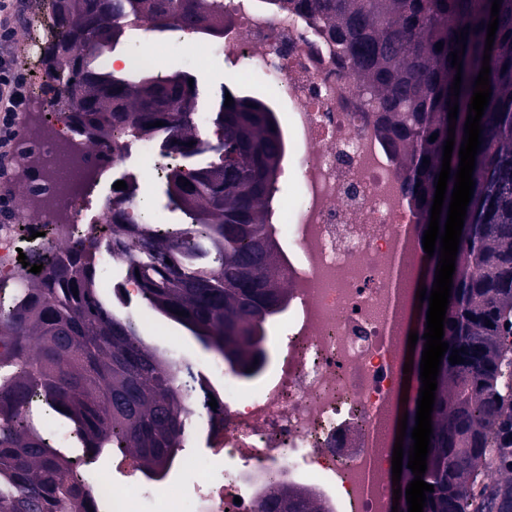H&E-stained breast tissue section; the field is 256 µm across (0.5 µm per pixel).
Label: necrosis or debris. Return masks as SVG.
<instances>
[{"label":"necrosis or debris","instance_id":"4bbe7bcc","mask_svg":"<svg viewBox=\"0 0 512 512\" xmlns=\"http://www.w3.org/2000/svg\"><path fill=\"white\" fill-rule=\"evenodd\" d=\"M217 51L233 72L249 60L269 102L288 106L281 169L296 194L280 201L272 226L288 288L283 352L261 382L209 365L216 404L196 414L205 463L180 454L171 475L154 480L116 448L71 480L91 492L97 512H258L286 485L327 512H390L389 438L409 309L399 281L415 279L426 257L404 174L322 21L291 5L224 0ZM73 138L58 117L51 137L32 143L46 174L27 196L51 228L30 248L56 253L110 230L117 190L94 201L65 193L82 179L60 153ZM25 227L18 211L0 225V283L16 279Z\"/></svg>","mask_w":512,"mask_h":512}]
</instances>
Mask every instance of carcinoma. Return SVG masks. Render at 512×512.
Wrapping results in <instances>:
<instances>
[{"label": "carcinoma", "instance_id": "cac0c4a2", "mask_svg": "<svg viewBox=\"0 0 512 512\" xmlns=\"http://www.w3.org/2000/svg\"><path fill=\"white\" fill-rule=\"evenodd\" d=\"M324 19L343 47L344 64L366 91L377 130L405 169L403 189L428 229L435 178L448 138L450 87L457 74L449 53L467 28L459 110H468L482 67L492 0H296ZM54 0L48 37V86L63 110L67 89L95 77L86 89L90 123L100 135L86 141L79 161L95 173L112 127L152 138L161 154L190 160L167 175V206L190 218L177 239L161 236L128 212L129 186L112 202L111 239L49 256L29 250L38 274L22 271V288L0 304V512H89L88 492L72 484L69 463L45 441L31 403L42 396L57 423L82 438L95 455L114 445L156 473L171 462L194 424V410L176 365L145 342L138 325L101 297L97 250L137 280L145 301L241 375L267 367V330L284 306L279 247L270 215L282 162L275 113L262 100L226 88H197L175 112L162 102L188 83L186 70L157 73L160 63L127 73L99 59L126 34L125 22L144 18L164 33L180 26L218 41L224 0H72L58 21ZM209 22L199 28L197 19ZM63 42L80 53L75 67L59 54ZM443 43L442 50L436 44ZM491 99L481 119L475 189L467 207L432 412L433 435L423 480L424 512H512V393L501 392L512 366V0H502L489 62ZM164 122L160 127L152 126ZM435 141H429L432 134ZM193 143L186 152L187 143ZM430 164L422 167L423 159ZM190 185H184V182ZM78 294H73L72 288ZM183 311L179 316L175 311ZM464 362L451 364L454 349ZM252 372H246V369ZM496 428L501 477L483 481L490 466L487 433ZM260 512H322L305 493L284 489Z\"/></svg>", "mask_w": 512, "mask_h": 512}]
</instances>
